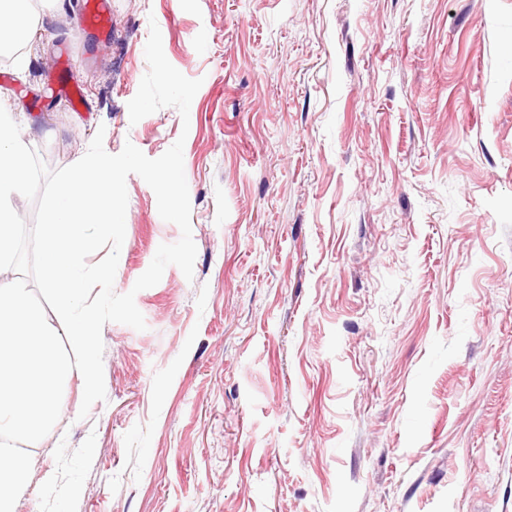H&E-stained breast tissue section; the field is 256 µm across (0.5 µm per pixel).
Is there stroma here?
<instances>
[{"instance_id":"obj_1","label":"stroma","mask_w":512,"mask_h":512,"mask_svg":"<svg viewBox=\"0 0 512 512\" xmlns=\"http://www.w3.org/2000/svg\"><path fill=\"white\" fill-rule=\"evenodd\" d=\"M111 10L47 0L0 101L52 170L184 139L194 277L104 325L107 399L70 384L16 512H512V0ZM154 25L202 85L134 124ZM126 186L119 294L180 237ZM83 10L87 27L98 37L108 39L112 34V15L108 0H85Z\"/></svg>"}]
</instances>
